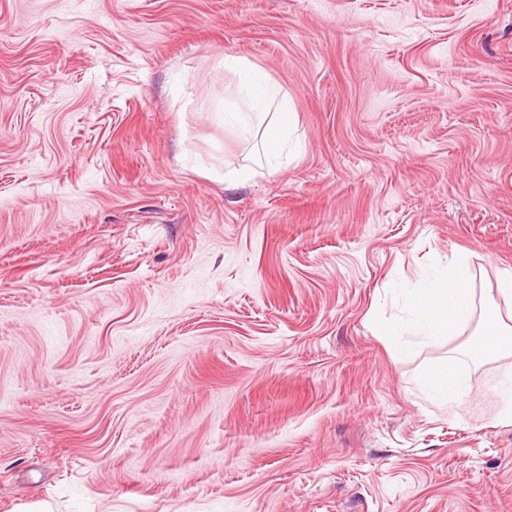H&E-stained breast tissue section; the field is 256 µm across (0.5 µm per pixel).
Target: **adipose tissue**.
Returning <instances> with one entry per match:
<instances>
[{"label": "adipose tissue", "mask_w": 512, "mask_h": 512, "mask_svg": "<svg viewBox=\"0 0 512 512\" xmlns=\"http://www.w3.org/2000/svg\"><path fill=\"white\" fill-rule=\"evenodd\" d=\"M224 69L237 79L235 99L224 106L225 125L244 133L263 127L265 155L278 159L295 130L287 96L261 67L246 58L225 55ZM470 282L471 273L464 257L454 255L435 260L423 270L420 287L401 291L407 307L403 327L379 324L380 335L401 348L461 335L473 317ZM480 335L475 357L494 358L512 352V326L499 315L485 319ZM419 385L430 399L445 405L464 393L468 379L465 373L448 367L429 372Z\"/></svg>", "instance_id": "adipose-tissue-1"}]
</instances>
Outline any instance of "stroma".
<instances>
[{
	"mask_svg": "<svg viewBox=\"0 0 512 512\" xmlns=\"http://www.w3.org/2000/svg\"><path fill=\"white\" fill-rule=\"evenodd\" d=\"M228 54L296 114L240 184ZM454 254L468 331L396 350ZM503 269L512 0H0V512H512ZM482 337L474 350L477 358H494L512 352V327L504 323L498 314L489 315L477 334ZM419 385L430 399L446 405L464 393L468 379L465 373L448 367L429 372L420 379Z\"/></svg>",
	"mask_w": 512,
	"mask_h": 512,
	"instance_id": "35a3bbf8",
	"label": "stroma"
}]
</instances>
